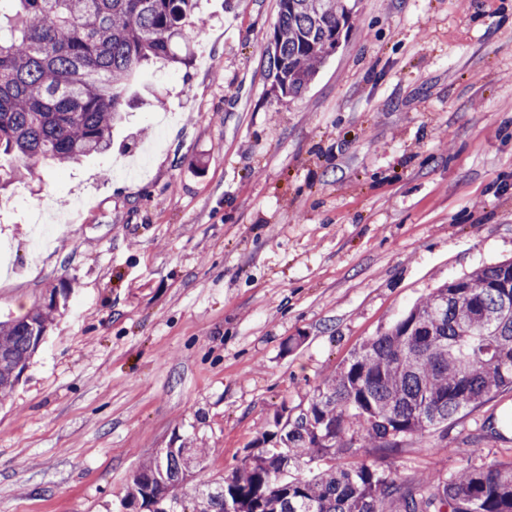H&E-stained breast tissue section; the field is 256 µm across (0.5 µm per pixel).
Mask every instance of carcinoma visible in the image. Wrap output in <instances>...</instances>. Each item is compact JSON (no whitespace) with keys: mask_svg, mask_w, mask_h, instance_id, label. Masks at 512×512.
Masks as SVG:
<instances>
[{"mask_svg":"<svg viewBox=\"0 0 512 512\" xmlns=\"http://www.w3.org/2000/svg\"><path fill=\"white\" fill-rule=\"evenodd\" d=\"M196 0H0V168L21 181L44 163H75L112 147L129 82L148 62H173ZM353 0H279L267 47L273 87L302 95L336 51ZM512 260L450 280L356 349L315 389L308 408L279 415L276 446L248 455L192 512H512V465L431 475L403 490L374 464L284 478L336 448L387 456L461 410L512 386ZM43 304L0 321V397L19 380L54 319ZM200 448H171L134 473L130 500L181 488Z\"/></svg>","mask_w":512,"mask_h":512,"instance_id":"carcinoma-1","label":"carcinoma"}]
</instances>
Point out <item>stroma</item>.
Instances as JSON below:
<instances>
[{
  "instance_id": "1",
  "label": "stroma",
  "mask_w": 512,
  "mask_h": 512,
  "mask_svg": "<svg viewBox=\"0 0 512 512\" xmlns=\"http://www.w3.org/2000/svg\"><path fill=\"white\" fill-rule=\"evenodd\" d=\"M278 11L200 0L187 64L136 75L107 154L0 191V320L68 290L0 401V512H125L139 465L183 443L208 451L188 505L433 288L512 259V0H358L298 98L269 75ZM75 195L31 258L34 213ZM363 460L409 488L510 465L512 388L314 467Z\"/></svg>"
}]
</instances>
